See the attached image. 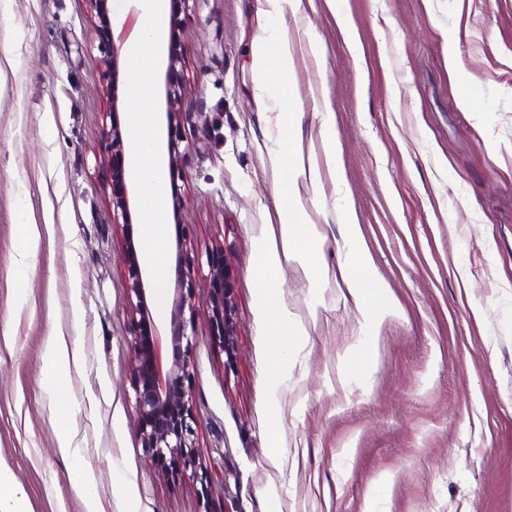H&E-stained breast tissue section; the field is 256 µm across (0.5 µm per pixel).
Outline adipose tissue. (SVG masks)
I'll return each mask as SVG.
<instances>
[{"instance_id":"obj_1","label":"adipose tissue","mask_w":512,"mask_h":512,"mask_svg":"<svg viewBox=\"0 0 512 512\" xmlns=\"http://www.w3.org/2000/svg\"><path fill=\"white\" fill-rule=\"evenodd\" d=\"M140 2L143 23L128 47L130 69L124 85V92L130 102L127 173L130 179L140 182L144 189L143 209L147 226L143 232V251L146 256L159 262L160 244L164 238L166 185L155 143L147 131L152 125L149 89L154 70L162 64L159 42L163 34L162 18L167 11V4L165 0ZM287 2L263 0L264 13L276 21L277 27L261 39V48L253 56L258 74L255 89L261 98L272 100L277 111L279 138L272 162L284 173L278 211L281 244L270 247L257 268L266 333L272 341L274 355L278 358L282 357L289 336L288 309L279 292L282 263L292 260L308 269H316L320 241L315 226L299 221L302 209L299 185L305 182L311 189H318L320 175L317 168L306 165L288 121V114L294 106L288 92L292 53L284 24ZM341 280L362 317L364 335H373L377 325L398 313L399 307L392 294L377 280L370 259L364 252H357L355 258L343 267Z\"/></svg>"}]
</instances>
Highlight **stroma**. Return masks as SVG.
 I'll return each mask as SVG.
<instances>
[{
  "mask_svg": "<svg viewBox=\"0 0 512 512\" xmlns=\"http://www.w3.org/2000/svg\"><path fill=\"white\" fill-rule=\"evenodd\" d=\"M285 20L320 248L317 272L283 266L279 365L255 278L279 236L276 114L252 66L269 22L258 0H191L178 23L191 150L164 256L180 235L195 254L227 243L236 277V357L201 299L190 352L198 452L224 456L211 512H512V0H301ZM105 59L87 0H0V470L28 512H86L90 493L103 512H198L139 436ZM350 216L402 309L372 342L340 279ZM54 337L74 352L59 392Z\"/></svg>",
  "mask_w": 512,
  "mask_h": 512,
  "instance_id": "obj_1",
  "label": "stroma"
}]
</instances>
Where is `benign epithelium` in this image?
<instances>
[{"instance_id":"1","label":"benign epithelium","mask_w":512,"mask_h":512,"mask_svg":"<svg viewBox=\"0 0 512 512\" xmlns=\"http://www.w3.org/2000/svg\"><path fill=\"white\" fill-rule=\"evenodd\" d=\"M96 37L105 50L108 81L106 93L110 107L102 119V137L109 142V152L100 163L112 170V223L130 225L131 196L124 169V137L119 119L115 86L120 75V47L112 30L108 0H87ZM185 50L178 29L171 27L168 51L163 62V96L168 133V167L179 169L186 156L180 151V127L183 113L179 101L185 90L183 69ZM231 247L215 246L205 256L188 250L187 240L176 239V278L169 318V336L161 335L149 315L150 283L140 261L139 245L126 234L123 254L129 278L125 311L133 325L132 345L135 351V405L139 416L142 447L160 467L195 489L201 509L207 510L215 473L198 453L197 416L190 385L189 353L195 345V294L202 290L211 336L214 344L229 356L237 346L236 301L234 278L228 258ZM206 260L208 274L202 286L197 285L194 266Z\"/></svg>"}]
</instances>
